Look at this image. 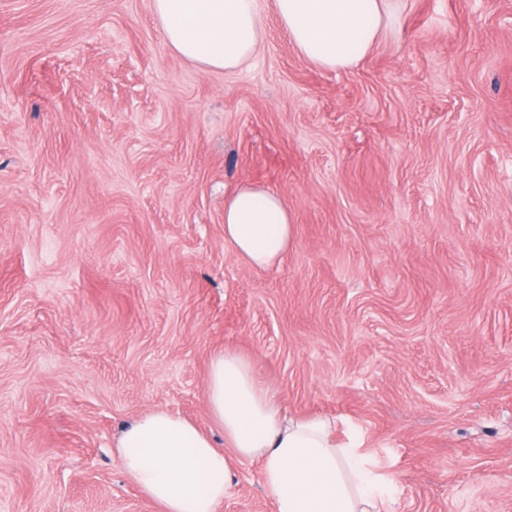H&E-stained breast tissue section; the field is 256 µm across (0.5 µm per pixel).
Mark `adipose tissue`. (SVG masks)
Instances as JSON below:
<instances>
[{
  "label": "adipose tissue",
  "instance_id": "ef3b65f1",
  "mask_svg": "<svg viewBox=\"0 0 512 512\" xmlns=\"http://www.w3.org/2000/svg\"><path fill=\"white\" fill-rule=\"evenodd\" d=\"M168 46L208 71H235L256 56L259 0H151ZM300 54L319 67L348 69L387 36L392 0H274ZM294 238L283 197L259 186L224 201V239L248 264L268 268ZM206 399L223 444L167 410L146 412L118 436V462L161 512H219L235 463L257 460L276 512H388L383 476L357 444L338 446L334 422L289 414L232 350L212 354Z\"/></svg>",
  "mask_w": 512,
  "mask_h": 512
}]
</instances>
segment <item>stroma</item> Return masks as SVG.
Masks as SVG:
<instances>
[{"mask_svg":"<svg viewBox=\"0 0 512 512\" xmlns=\"http://www.w3.org/2000/svg\"><path fill=\"white\" fill-rule=\"evenodd\" d=\"M244 68L168 47L151 0H0V512H160L114 441L206 402L220 349L335 419L391 512H512V0H395L358 65L259 0ZM288 203L271 268L224 199ZM220 512H275L259 461ZM293 238V217L281 195L246 185L224 200V240L248 264L259 268L275 265Z\"/></svg>","mask_w":512,"mask_h":512,"instance_id":"stroma-1","label":"stroma"}]
</instances>
